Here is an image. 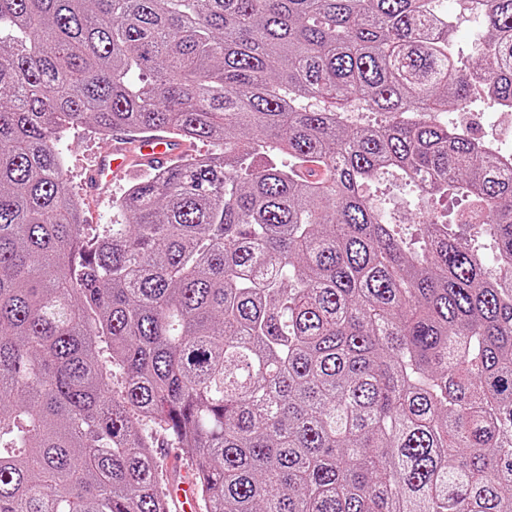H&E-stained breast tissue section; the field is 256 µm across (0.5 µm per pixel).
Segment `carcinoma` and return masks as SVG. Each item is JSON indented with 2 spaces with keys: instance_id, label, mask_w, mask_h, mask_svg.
Segmentation results:
<instances>
[{
  "instance_id": "carcinoma-1",
  "label": "carcinoma",
  "mask_w": 512,
  "mask_h": 512,
  "mask_svg": "<svg viewBox=\"0 0 512 512\" xmlns=\"http://www.w3.org/2000/svg\"><path fill=\"white\" fill-rule=\"evenodd\" d=\"M481 7L470 64L435 0H0V512H166L145 423L204 512H512V162L433 117L512 109V0ZM84 123L223 149L89 243ZM389 172L473 197L498 274L428 214L410 251Z\"/></svg>"
}]
</instances>
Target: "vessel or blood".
<instances>
[{
  "label": "vessel or blood",
  "instance_id": "vessel-or-blood-1",
  "mask_svg": "<svg viewBox=\"0 0 512 512\" xmlns=\"http://www.w3.org/2000/svg\"><path fill=\"white\" fill-rule=\"evenodd\" d=\"M186 147L184 141L153 131L139 130L131 134L124 128L114 129L111 150L99 157L87 173L86 190L99 196L109 188L114 176L129 174L140 166L165 168ZM167 496L173 512H198L197 490L190 479L171 483Z\"/></svg>",
  "mask_w": 512,
  "mask_h": 512
}]
</instances>
